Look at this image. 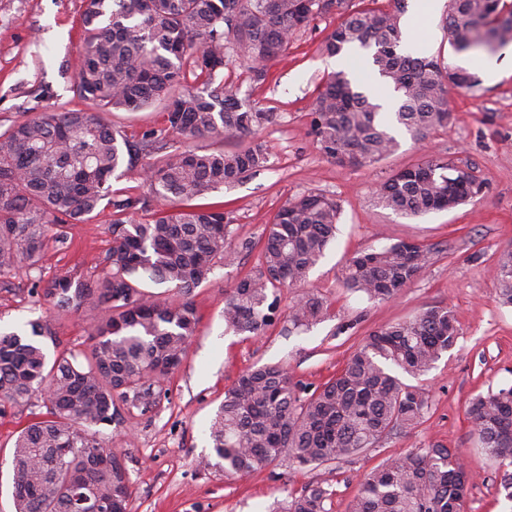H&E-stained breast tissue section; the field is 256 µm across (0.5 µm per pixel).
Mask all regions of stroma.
Returning a JSON list of instances; mask_svg holds the SVG:
<instances>
[{
  "mask_svg": "<svg viewBox=\"0 0 512 512\" xmlns=\"http://www.w3.org/2000/svg\"><path fill=\"white\" fill-rule=\"evenodd\" d=\"M83 11L84 0H0L1 126L49 108H86L73 91ZM445 16L442 7L417 16L405 12V35L420 55L452 66L466 58L478 85L451 89L453 120L425 145L402 135L394 153L363 167H343L324 157L310 134L313 101L330 71L320 43L335 17L297 33L265 83L253 82L239 59L225 66V85L274 115L262 131L270 166L210 199L231 211L232 236L241 242L261 239L276 211L295 196L318 190L336 198L341 204L337 239L309 276L311 289L327 299L330 310L301 334L289 331L284 319L262 336L225 331L224 293L257 270L255 250H239L234 264L217 269L195 290L197 336L187 358L166 378L160 406L144 415L119 408V424L105 430L133 483L132 512H266L274 500H285L308 483L333 490L331 512H349L364 472L388 457L437 444L456 449L466 461L471 493L461 512H512V503L497 495L496 468L478 448L466 418L474 396L512 384V308L499 305L492 278L500 253L512 248V49L459 55L448 44ZM488 59L499 67L493 80L483 75ZM429 155L474 167L486 182L481 198L413 219L376 204L377 183ZM108 222L103 214L74 226L70 247L46 253L43 279L68 270L94 272L111 245ZM400 240L421 242L431 252L420 275L395 300L372 302L345 291L342 269L354 252ZM435 306L454 313L461 335L421 377L431 412L411 434L391 436L350 462L308 472L283 464L239 478L200 466L201 456L210 452L211 417L242 370L279 362L296 379L316 385L340 370L370 331ZM46 308L24 273L0 276V330L21 328ZM35 411L20 404L0 414V512H14L11 452Z\"/></svg>",
  "mask_w": 512,
  "mask_h": 512,
  "instance_id": "1",
  "label": "stroma"
}]
</instances>
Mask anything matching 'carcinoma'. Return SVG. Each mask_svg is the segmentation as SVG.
I'll return each instance as SVG.
<instances>
[{
    "mask_svg": "<svg viewBox=\"0 0 512 512\" xmlns=\"http://www.w3.org/2000/svg\"><path fill=\"white\" fill-rule=\"evenodd\" d=\"M392 2L383 10L353 0H85L74 92L94 108L45 110L0 132V274L25 271L49 303L29 328L0 333V403H28L39 394L46 407L14 444L15 512H76L82 494L111 512H131L129 474L102 429L112 426L120 404L142 415L160 405V380L182 363L197 335L193 291L238 248H259L260 268L224 295V325L261 336L275 323L280 289L305 287L336 238L341 205L322 192L287 201L264 238L239 246L224 203L207 201L270 160L259 131L274 113L217 82L229 57L246 62L253 80L263 82L298 30L336 16L322 51H368L372 75L396 98L395 111L384 112L353 71L327 75L313 103L311 134L319 152L340 165L391 154L395 127L417 143L451 121L446 87L471 89L477 76L403 51L404 0ZM444 28L458 53L493 51L512 41V5L448 0ZM159 102L165 127L138 140L102 117ZM166 135L182 146L143 162L162 149ZM223 135L249 142L230 151L195 145ZM451 165L430 156L378 184L375 200L409 218L474 201L484 182L476 175L448 180ZM121 168L140 169L148 191L112 188ZM106 211L112 246L99 271L66 272L42 284L43 254L67 244L71 225ZM428 253L406 241L358 252L347 261L343 287L370 301L393 300ZM493 279L498 300L512 307L511 248L501 253ZM149 282L173 295L147 290ZM82 310L97 313L86 349L48 359L41 339L57 341L56 323ZM327 311L324 298L305 291L288 304V325L304 333ZM459 335L453 312L433 307L370 332L341 371L314 388L280 364L249 367L224 392L210 423L213 454L227 474L283 462L312 470L407 435L429 403L424 388L403 376L428 374ZM467 418L485 456L506 468L498 490L512 502V386L475 396ZM360 485L349 512H461L470 492L460 454L438 447L388 457ZM328 499L322 485L307 484L279 512H328Z\"/></svg>",
    "mask_w": 512,
    "mask_h": 512,
    "instance_id": "obj_1",
    "label": "carcinoma"
}]
</instances>
